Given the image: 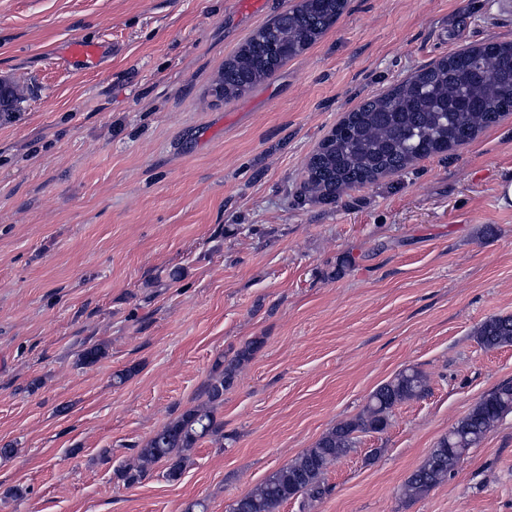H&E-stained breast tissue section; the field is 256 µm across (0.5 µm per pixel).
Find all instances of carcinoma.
<instances>
[{
	"label": "carcinoma",
	"mask_w": 512,
	"mask_h": 512,
	"mask_svg": "<svg viewBox=\"0 0 512 512\" xmlns=\"http://www.w3.org/2000/svg\"><path fill=\"white\" fill-rule=\"evenodd\" d=\"M345 0H298L259 28L224 62L217 88L231 101L271 77L286 61L315 44L339 19ZM512 113V43L487 42L451 52L424 65L408 78L375 94L353 109L319 143L306 163L304 189L316 201H334L350 189L398 174L415 161L455 150ZM477 342L492 350L512 345V316L492 317L476 332ZM263 346L257 337L202 386L205 401L192 405L154 432L138 449L136 463L115 473L127 486L141 483L158 463H166L171 481L181 478L190 451L203 439H224L215 410L245 365ZM104 355L100 344L79 354L90 366ZM428 392L426 375L406 368L378 387L362 413L324 433L313 447L273 472L236 501L232 512H277L299 495L323 496V476L348 454L362 432H382L392 409ZM512 413V382L483 395L469 413L437 442L424 463L402 487L404 498L421 497L448 478L464 453L477 446L503 417Z\"/></svg>",
	"instance_id": "carcinoma-1"
}]
</instances>
